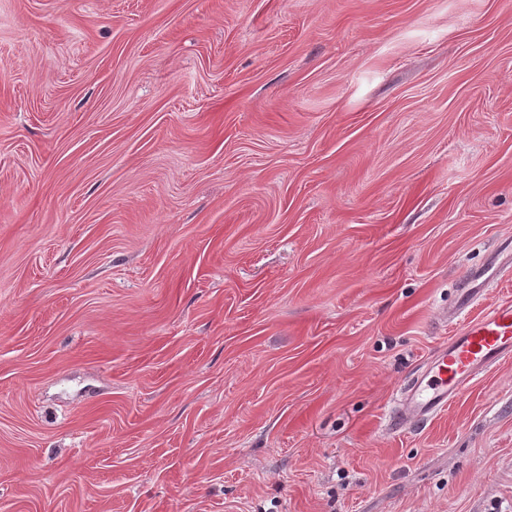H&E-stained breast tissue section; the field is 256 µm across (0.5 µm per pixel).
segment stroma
<instances>
[{
    "label": "stroma",
    "mask_w": 512,
    "mask_h": 512,
    "mask_svg": "<svg viewBox=\"0 0 512 512\" xmlns=\"http://www.w3.org/2000/svg\"><path fill=\"white\" fill-rule=\"evenodd\" d=\"M506 239L512 0H0V512H512ZM483 290L459 289L454 306L461 317L458 332L409 380L398 404V422L432 417L478 374L512 358L511 301L489 305L477 317L467 315Z\"/></svg>",
    "instance_id": "1"
}]
</instances>
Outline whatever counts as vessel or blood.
<instances>
[{
	"instance_id": "obj_1",
	"label": "vessel or blood",
	"mask_w": 512,
	"mask_h": 512,
	"mask_svg": "<svg viewBox=\"0 0 512 512\" xmlns=\"http://www.w3.org/2000/svg\"><path fill=\"white\" fill-rule=\"evenodd\" d=\"M481 295L477 287L460 289L454 306L459 329L409 380L398 404L399 420L432 417L478 374L512 358V302L488 306L479 316L469 317Z\"/></svg>"
}]
</instances>
